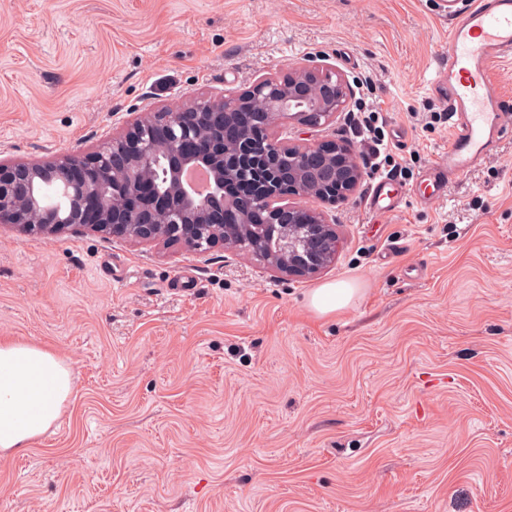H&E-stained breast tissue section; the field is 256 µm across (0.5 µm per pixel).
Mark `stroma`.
<instances>
[{
    "label": "stroma",
    "instance_id": "35a3bbf8",
    "mask_svg": "<svg viewBox=\"0 0 512 512\" xmlns=\"http://www.w3.org/2000/svg\"><path fill=\"white\" fill-rule=\"evenodd\" d=\"M449 53L442 0H0L2 160L88 154L133 113L311 60L353 99L301 136L366 166L306 279L0 224V339L73 370L56 426L0 457V512H512V132L426 195ZM382 177L389 215L365 205ZM339 281L356 298L319 315ZM356 291V288L347 282L328 283L314 290L310 304L319 314H331L347 307Z\"/></svg>",
    "mask_w": 512,
    "mask_h": 512
}]
</instances>
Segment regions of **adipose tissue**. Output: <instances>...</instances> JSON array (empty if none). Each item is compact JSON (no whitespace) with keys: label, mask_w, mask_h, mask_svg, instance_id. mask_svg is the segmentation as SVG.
I'll use <instances>...</instances> for the list:
<instances>
[{"label":"adipose tissue","mask_w":512,"mask_h":512,"mask_svg":"<svg viewBox=\"0 0 512 512\" xmlns=\"http://www.w3.org/2000/svg\"><path fill=\"white\" fill-rule=\"evenodd\" d=\"M72 394V367L62 358L0 340V456L21 452L47 433Z\"/></svg>","instance_id":"adipose-tissue-1"}]
</instances>
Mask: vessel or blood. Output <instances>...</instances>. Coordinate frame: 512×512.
I'll list each match as a JSON object with an SVG mask.
<instances>
[{"instance_id": "vessel-or-blood-1", "label": "vessel or blood", "mask_w": 512, "mask_h": 512, "mask_svg": "<svg viewBox=\"0 0 512 512\" xmlns=\"http://www.w3.org/2000/svg\"><path fill=\"white\" fill-rule=\"evenodd\" d=\"M445 18L451 52L439 64L431 82L448 105V155L429 169L436 195L450 179L489 157L503 133L512 129V103L497 93L492 63L512 59V0H449ZM390 180L375 184L367 199L369 210L396 211Z\"/></svg>"}]
</instances>
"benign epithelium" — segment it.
Instances as JSON below:
<instances>
[{
  "label": "benign epithelium",
  "mask_w": 512,
  "mask_h": 512,
  "mask_svg": "<svg viewBox=\"0 0 512 512\" xmlns=\"http://www.w3.org/2000/svg\"><path fill=\"white\" fill-rule=\"evenodd\" d=\"M351 98L344 77L299 63L232 98L201 96L175 110L141 112L90 154L0 160V224L48 236L90 230L196 254L222 246L274 273L312 277L335 262L340 247L325 207L354 196L365 171L353 148L282 139L278 129L287 121L319 127ZM258 101L257 123L235 127L236 113ZM187 167L210 172L206 195L182 178ZM42 179L70 191L73 212L61 218L36 209L32 191ZM258 210L263 224L252 223Z\"/></svg>",
  "instance_id": "benign-epithelium-1"
}]
</instances>
